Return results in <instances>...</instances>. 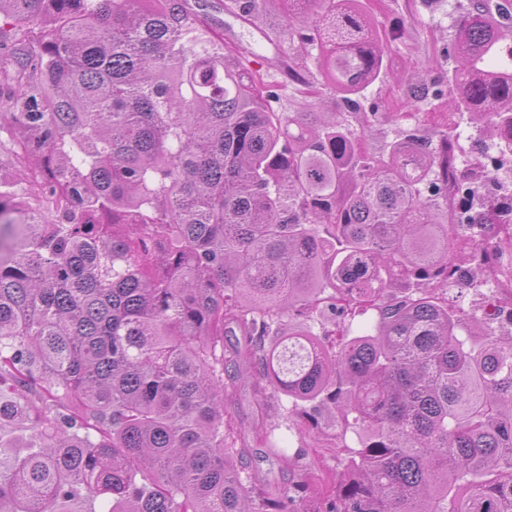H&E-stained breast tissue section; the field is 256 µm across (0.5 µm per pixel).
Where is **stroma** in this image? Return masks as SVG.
<instances>
[{"instance_id": "1", "label": "stroma", "mask_w": 512, "mask_h": 512, "mask_svg": "<svg viewBox=\"0 0 512 512\" xmlns=\"http://www.w3.org/2000/svg\"><path fill=\"white\" fill-rule=\"evenodd\" d=\"M211 16L224 26V39L236 49L249 51L275 62L289 53L280 36L283 12L276 9L263 26L242 23L222 10L223 0H210ZM467 0H363V7L384 34L388 75L370 84L363 93L369 112H396L395 122L375 121L359 140L361 149L380 153L386 142L402 129L416 126L427 138H437L450 117L447 100L429 102L409 99L416 86L441 85L455 62L448 57L450 25ZM288 397L269 392L266 407H258L251 385L239 386L224 401V418L242 428L238 442L245 448L243 463L260 484L275 495L290 493V512H303L307 474L318 473L332 484L342 472L348 450L358 448L364 436L360 427L343 420L321 418L318 426L289 417Z\"/></svg>"}]
</instances>
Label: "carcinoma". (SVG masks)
Masks as SVG:
<instances>
[{
  "mask_svg": "<svg viewBox=\"0 0 512 512\" xmlns=\"http://www.w3.org/2000/svg\"><path fill=\"white\" fill-rule=\"evenodd\" d=\"M275 0H227L251 24ZM292 49L363 114L387 75L360 0H280ZM208 0H0V512H282L242 477L224 395L263 380L367 430L310 512H512V331L424 288L512 225L469 205L451 130L367 155L227 49ZM455 115L512 160V0L451 25ZM376 311L333 349L308 321ZM297 326L283 330L285 315ZM241 333L238 369L224 337Z\"/></svg>",
  "mask_w": 512,
  "mask_h": 512,
  "instance_id": "cac0c4a2",
  "label": "carcinoma"
}]
</instances>
